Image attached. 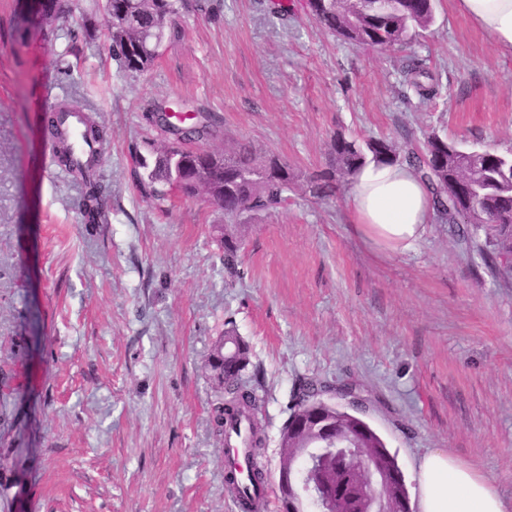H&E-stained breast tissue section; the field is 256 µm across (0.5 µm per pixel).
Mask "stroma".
<instances>
[{"label": "stroma", "mask_w": 512, "mask_h": 512, "mask_svg": "<svg viewBox=\"0 0 512 512\" xmlns=\"http://www.w3.org/2000/svg\"><path fill=\"white\" fill-rule=\"evenodd\" d=\"M147 72L112 60L95 0L19 31L0 0V512H239L224 490L205 364L233 324L262 397L269 487L280 434L306 379L354 388L407 488L442 448L493 479L512 512V280L439 222L414 251L364 241L347 179L314 197L339 135L423 146L437 135L512 152V57L458 10L398 51L343 43L272 0H205ZM76 42L79 60L60 56ZM423 59L438 93L401 84ZM78 101L107 134L103 219L59 176L45 124ZM216 113L207 149L249 143L288 161L297 187L243 230L242 276L218 244L223 213L204 195L157 202L135 186L132 145L161 140L152 103Z\"/></svg>", "instance_id": "1"}]
</instances>
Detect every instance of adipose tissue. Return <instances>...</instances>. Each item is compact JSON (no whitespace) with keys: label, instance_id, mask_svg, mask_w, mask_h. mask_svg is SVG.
<instances>
[{"label":"adipose tissue","instance_id":"adipose-tissue-1","mask_svg":"<svg viewBox=\"0 0 512 512\" xmlns=\"http://www.w3.org/2000/svg\"><path fill=\"white\" fill-rule=\"evenodd\" d=\"M457 7L502 55L512 56V0H458ZM346 198L359 236L395 252L417 247L434 212L424 183L400 165L366 164ZM415 481L418 512H505L493 481L443 450L420 456Z\"/></svg>","mask_w":512,"mask_h":512}]
</instances>
